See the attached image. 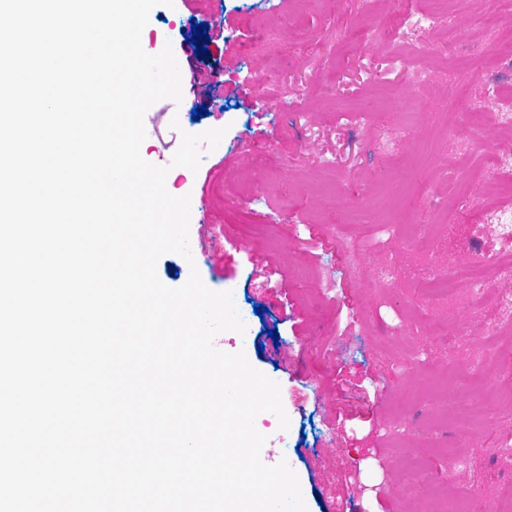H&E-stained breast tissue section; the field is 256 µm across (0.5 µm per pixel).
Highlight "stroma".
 <instances>
[{
	"label": "stroma",
	"instance_id": "35a3bbf8",
	"mask_svg": "<svg viewBox=\"0 0 512 512\" xmlns=\"http://www.w3.org/2000/svg\"><path fill=\"white\" fill-rule=\"evenodd\" d=\"M423 0H176L152 9L144 49L172 47L186 66L182 100L154 104V127L141 145L150 163L168 167L167 190L204 197L191 215L192 257L162 256L160 280L184 284L198 270L214 291L231 292L249 318L247 335L227 331L214 345L244 352L280 385L289 418L256 419L267 437L261 454L297 474L307 512H456L477 500L512 512V455H493L505 429L488 404L480 424L449 420L442 384L452 363L487 358L497 384L512 338L495 310L469 289L448 297L423 280L478 259L512 260L492 229L446 204L443 169L479 161L439 144L444 112L478 97L489 81L512 88V68L487 71L494 38L462 23L452 59L414 56L398 46L371 49L366 31ZM223 25L222 40L193 55L191 25ZM431 67L429 106L413 111L410 76ZM264 72L271 82L258 88ZM207 107L206 116L193 115ZM364 112L356 125L351 115ZM225 128L198 171L172 166L182 132ZM365 240L359 265L348 244ZM263 315H255V306ZM418 311L467 328L448 341L411 320ZM287 347V361L278 350ZM420 465L418 494L395 498L406 455Z\"/></svg>",
	"mask_w": 512,
	"mask_h": 512
}]
</instances>
